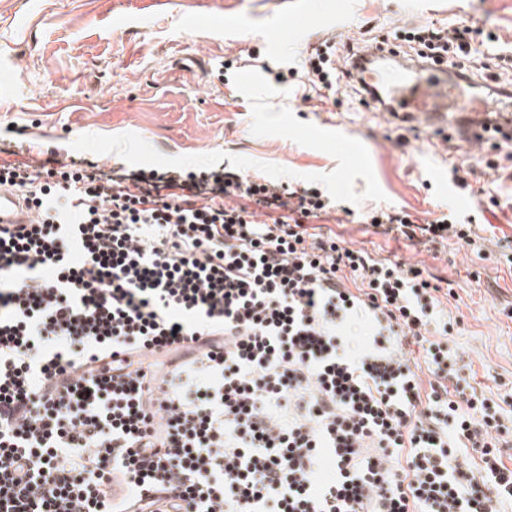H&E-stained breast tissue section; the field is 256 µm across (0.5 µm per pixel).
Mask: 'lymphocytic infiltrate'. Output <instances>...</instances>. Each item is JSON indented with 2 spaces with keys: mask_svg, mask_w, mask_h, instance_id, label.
Instances as JSON below:
<instances>
[{
  "mask_svg": "<svg viewBox=\"0 0 512 512\" xmlns=\"http://www.w3.org/2000/svg\"><path fill=\"white\" fill-rule=\"evenodd\" d=\"M473 28L398 33L421 61L472 68ZM312 45L315 87L367 86ZM0 187L36 217L0 225V512H500L501 408L449 389L457 319L420 265L308 219L319 188L225 167L104 172L34 157ZM266 220H258V209ZM414 245L469 232L373 209ZM428 378H421V371ZM480 454L476 475L469 451Z\"/></svg>",
  "mask_w": 512,
  "mask_h": 512,
  "instance_id": "lymphocytic-infiltrate-1",
  "label": "lymphocytic infiltrate"
}]
</instances>
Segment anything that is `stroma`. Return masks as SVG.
Here are the masks:
<instances>
[{
    "instance_id": "obj_1",
    "label": "stroma",
    "mask_w": 512,
    "mask_h": 512,
    "mask_svg": "<svg viewBox=\"0 0 512 512\" xmlns=\"http://www.w3.org/2000/svg\"><path fill=\"white\" fill-rule=\"evenodd\" d=\"M464 19L479 29L480 56L512 55V0H180L167 9L151 0H0V163L41 151L66 163L79 135L134 132L168 156L221 151L285 166L301 189L304 174L331 172L336 160L253 136L251 105L231 78L296 69L289 95L273 105L362 141L387 209L420 224L447 215L483 238L479 252L454 238L426 249L366 224L335 227L355 247L422 263L452 290L460 374L512 416V167L488 169L491 146L476 162L458 118L418 119L409 130L348 96L321 97L303 74L308 44Z\"/></svg>"
}]
</instances>
